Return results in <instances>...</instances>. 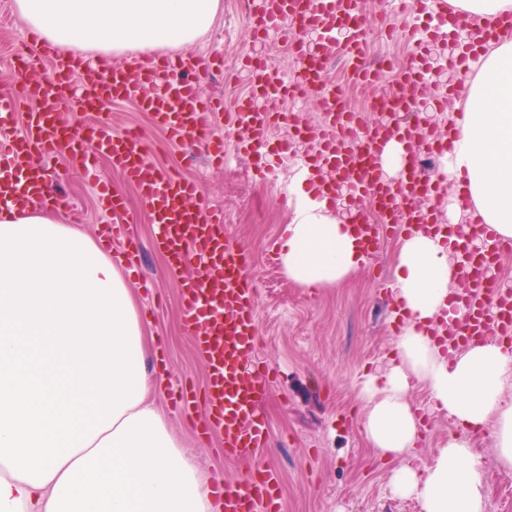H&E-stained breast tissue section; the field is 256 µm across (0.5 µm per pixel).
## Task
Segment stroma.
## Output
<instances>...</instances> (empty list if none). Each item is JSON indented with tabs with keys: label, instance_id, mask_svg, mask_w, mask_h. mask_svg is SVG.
<instances>
[{
	"label": "stroma",
	"instance_id": "obj_1",
	"mask_svg": "<svg viewBox=\"0 0 512 512\" xmlns=\"http://www.w3.org/2000/svg\"><path fill=\"white\" fill-rule=\"evenodd\" d=\"M360 7L367 22L368 61L382 57L404 61L412 47L410 32H401L393 41L381 36L398 0H361ZM246 22L243 0H220L211 29L189 46V53L206 57L220 53L232 63L241 55L259 53L269 56L281 70L294 71L296 65L277 35H269L261 43L249 41ZM30 35L16 16L10 25L0 26V91L11 89L8 58L13 51L25 50ZM327 77L344 88L348 104L371 122L375 116L367 110L369 100L394 88L398 75L388 73L382 82L364 89L352 82L347 62L339 57L330 64ZM107 111L114 129L134 128L144 134L151 160L200 181L202 204L223 207L228 232L241 240L250 255V272L258 290L257 356L269 368L271 379L261 404L273 442L266 461L281 476L283 512H421L416 499L392 493L391 475L397 464L382 460L368 446L359 399L366 374L386 361L395 348L388 289L395 277L398 236L386 237L381 243V273H374L372 264L366 263L340 285L300 287L283 267L267 262L281 226L289 223L292 215L280 208L274 185L244 175L248 158L235 157L221 167L212 163L202 148L187 151L167 145L150 113L140 111L134 103H112ZM98 163L129 204L133 234L150 241L153 226L139 206L135 187L113 172L107 158H99ZM48 176L60 195L55 206L60 217H67L69 207H76L85 219L81 231L96 237L98 225L106 223L108 216L99 207L95 188L63 155L49 164ZM143 273L154 284L153 289L140 287L136 293L152 312L147 325L153 338L152 353L147 364L162 382L155 394L156 405L192 462L211 477L214 487L240 480L248 465L225 459L219 451L218 435L206 438L201 434L204 406L187 411L176 407L169 397L170 389L177 386L202 391L207 377V367L181 325L183 276L171 273L166 255L152 249L144 256ZM456 430L453 419L428 415L417 450L418 465L429 466ZM472 445L483 459L486 512H512V501L504 502L499 493L505 471L496 462L491 434L473 437Z\"/></svg>",
	"mask_w": 512,
	"mask_h": 512
}]
</instances>
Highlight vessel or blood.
<instances>
[{
  "label": "vessel or blood",
  "instance_id": "vessel-or-blood-1",
  "mask_svg": "<svg viewBox=\"0 0 512 512\" xmlns=\"http://www.w3.org/2000/svg\"><path fill=\"white\" fill-rule=\"evenodd\" d=\"M249 40L277 33L295 57L292 76H281L268 58L243 57L251 73L247 94L231 106L222 99L205 97L200 83L210 68L224 66L223 57H128L102 61L99 75L86 77L81 63L59 53L49 43L31 38L19 73V89L0 92V197L31 192L41 203L53 201L45 160L64 154L93 179L104 211L121 213L124 197L98 181L95 158L108 156L112 167L133 181L140 201L156 226L152 245L167 255L173 269L192 264L182 284L183 323L208 369L203 395L181 393V408L203 402L207 417L204 435L218 434L225 458L250 463L243 480L224 486V512H281L279 475L262 464L269 449V430L259 403L268 389L270 372L256 358L257 290L249 274V259L239 240L224 226V211L201 205L199 184L165 170L149 158L141 135L112 129L106 102L131 101L152 113L171 145H197L216 161L231 156L251 158L250 173L275 174L284 155L293 152L298 134L311 135L312 147L304 161V185L315 199L333 203L339 183H348L346 205L352 213L356 235L371 259H378L382 238L411 233L414 225L443 230L442 186L453 182L459 208L470 206L466 175L448 178L453 162L452 143L458 132L423 126L421 104L439 111L448 108L447 90L428 80L433 64L461 71L478 55L469 46L448 56V40L469 26L466 15L448 9V0H409L403 24L419 35L411 62L402 69L392 92L372 97L370 111L391 114L388 123H365L361 113L350 111L344 97L327 78L330 60H353L352 78L372 86L375 68L364 61L365 18L359 0H250ZM50 64L48 80L31 78V71ZM313 96L321 105V121L304 130L293 114L280 111V103ZM228 110L231 136L216 134L214 115ZM25 126L14 133L18 113ZM287 126L284 139L272 138L273 128ZM400 144L397 181L383 179L381 165L391 144ZM373 208L377 223H369L365 210ZM473 234L484 237L483 252L462 251L463 275L452 296L467 311L464 320L448 325V342L466 345L491 332L512 340V294L498 292L485 276L490 265L512 251V239L489 233L476 224ZM99 235L122 246L126 268L140 263L141 246L122 222L103 225Z\"/></svg>",
  "mask_w": 512,
  "mask_h": 512
}]
</instances>
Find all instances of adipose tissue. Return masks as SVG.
I'll use <instances>...</instances> for the list:
<instances>
[{"mask_svg": "<svg viewBox=\"0 0 512 512\" xmlns=\"http://www.w3.org/2000/svg\"><path fill=\"white\" fill-rule=\"evenodd\" d=\"M220 0H13L26 26L62 52L180 49L202 38ZM456 169L474 206L452 224L512 237V33L471 61ZM456 235L404 236L392 300L406 314L386 366L361 390L367 441L400 465L399 497L423 512H485L483 459L470 436L491 431L512 469V349L496 338L451 349L431 335L463 318L448 294ZM280 260L304 288L336 285L365 261L342 204L304 200L280 236ZM147 336L138 302L111 253L51 209L0 202V512H217L212 488L148 396ZM431 410L460 426L431 466L413 462L421 438L412 383Z\"/></svg>", "mask_w": 512, "mask_h": 512, "instance_id": "adipose-tissue-1", "label": "adipose tissue"}]
</instances>
